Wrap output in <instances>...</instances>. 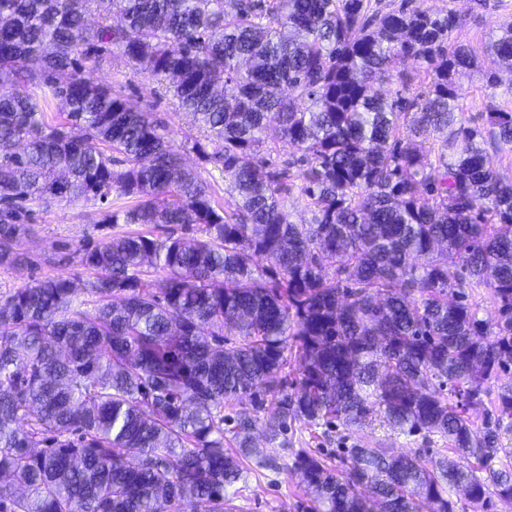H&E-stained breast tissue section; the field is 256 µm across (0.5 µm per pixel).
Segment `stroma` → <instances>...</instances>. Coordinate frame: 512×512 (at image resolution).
Listing matches in <instances>:
<instances>
[{"instance_id":"1","label":"stroma","mask_w":512,"mask_h":512,"mask_svg":"<svg viewBox=\"0 0 512 512\" xmlns=\"http://www.w3.org/2000/svg\"><path fill=\"white\" fill-rule=\"evenodd\" d=\"M416 7L425 10H451L463 22L454 32V39L478 56L481 67L458 80L461 118L465 124H481L492 108L512 111V71L498 65L487 53L492 36L501 34L512 24V0H415ZM84 75L98 84L112 86L139 101L144 111L160 122L175 148L179 149L186 168L196 171L211 182L216 192L224 190V176L205 155L222 149L216 138H200L185 113L179 112L175 99L143 74L133 71L120 60L87 64ZM31 219L19 236L17 250L23 260L11 266H0V295L47 277L70 279L76 287H87L89 273L82 267L75 249L78 244L97 241L115 233L116 228L101 223L110 203L89 198L73 201L53 200L30 203ZM285 439L289 447L319 451L329 457L331 465H339L342 449L358 444L377 445L396 453L428 449L430 457L446 454L447 439L432 435L409 437L376 421L359 429L337 426L333 433L302 422L290 424ZM248 488L238 505L240 512H306V497L302 487L286 473L270 471L248 474Z\"/></svg>"}]
</instances>
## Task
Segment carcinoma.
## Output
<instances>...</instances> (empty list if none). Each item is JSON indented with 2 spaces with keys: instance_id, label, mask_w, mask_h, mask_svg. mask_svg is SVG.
Segmentation results:
<instances>
[{
  "instance_id": "1",
  "label": "carcinoma",
  "mask_w": 512,
  "mask_h": 512,
  "mask_svg": "<svg viewBox=\"0 0 512 512\" xmlns=\"http://www.w3.org/2000/svg\"><path fill=\"white\" fill-rule=\"evenodd\" d=\"M461 23L372 0H0V262L20 260L28 202L114 194L129 203L99 223L139 226L78 245L89 287L0 296V512H239L252 455L291 474L308 512L512 504V468L493 465L512 384L493 425L470 419L512 371V181L484 148L486 132L512 145V112L458 122L477 65ZM114 50L222 141L205 160L227 207L137 100L83 76ZM490 53L512 68L511 29ZM399 57L427 82L397 73L409 94L390 101L374 80ZM272 123L302 151L295 175L263 157ZM481 288L493 319L470 301ZM246 396L254 413L224 414ZM377 418L454 456L354 447L338 472L284 441L252 447L258 429L275 442L295 421Z\"/></svg>"
}]
</instances>
